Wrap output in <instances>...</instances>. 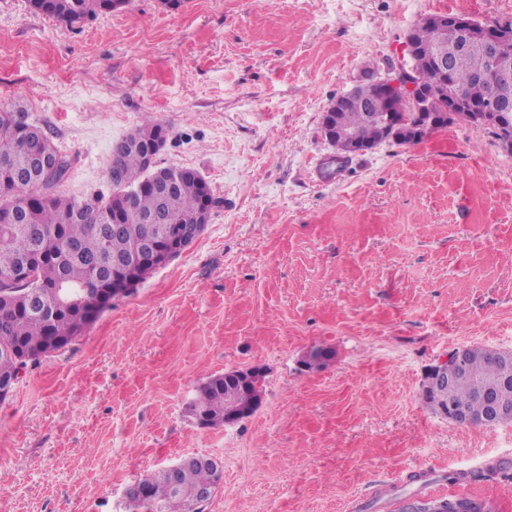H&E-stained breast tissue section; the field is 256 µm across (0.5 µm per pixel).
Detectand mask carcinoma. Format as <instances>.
<instances>
[{"instance_id": "1", "label": "carcinoma", "mask_w": 512, "mask_h": 512, "mask_svg": "<svg viewBox=\"0 0 512 512\" xmlns=\"http://www.w3.org/2000/svg\"><path fill=\"white\" fill-rule=\"evenodd\" d=\"M127 0H30L34 11L67 24L78 23L99 12L122 7ZM415 71L427 89V99L437 107L445 87L432 61L415 57ZM448 62L458 88L464 95L483 100L497 95L512 104V73L508 80L491 86L478 74V51L467 47L460 32L448 34ZM361 104L341 113L342 123L360 140H376L380 130L369 115L385 110V104L368 84L357 87ZM21 104L0 110V380L18 376L19 351L45 355L51 341H74L84 328L111 305L107 289L112 278L135 290L155 268L138 259L143 241L156 238L164 227L178 229L192 237L210 217L206 204L211 197L207 184L190 168L164 166L157 183L132 193L123 221L116 224L112 201L145 177L143 158L154 140L166 138L169 129L146 117L112 149L109 168L114 194L108 197L68 196L59 190L70 168L64 160L52 180L43 174V157L57 154L44 131L18 122L14 113ZM154 214L155 224H141L138 217ZM470 367L488 382H512V365L493 363L487 349L470 347ZM453 384L448 393L422 396L433 413L448 417V404L464 405L475 414L482 404L475 396L474 384L448 366ZM258 402L253 387L224 383V376L209 377L198 389L189 413L202 428H219L226 415ZM211 473L198 466H186L175 476L165 472L147 476V500L131 504L143 512H191L190 494L210 482Z\"/></svg>"}]
</instances>
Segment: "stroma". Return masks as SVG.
Returning a JSON list of instances; mask_svg holds the SVG:
<instances>
[{"mask_svg": "<svg viewBox=\"0 0 512 512\" xmlns=\"http://www.w3.org/2000/svg\"><path fill=\"white\" fill-rule=\"evenodd\" d=\"M434 0H129L69 26L0 0V108L67 154L61 185L109 195L112 148L151 116L162 166L216 201L200 237L114 299L0 402V512H126L125 488L221 462L206 512H395L467 496L512 512V423L464 428L419 390L448 351L512 350V150L448 126L346 156L327 106L398 65ZM329 348L323 368L301 357ZM259 367L258 409L186 416L207 377ZM462 481L449 483L448 475Z\"/></svg>", "mask_w": 512, "mask_h": 512, "instance_id": "35a3bbf8", "label": "stroma"}]
</instances>
